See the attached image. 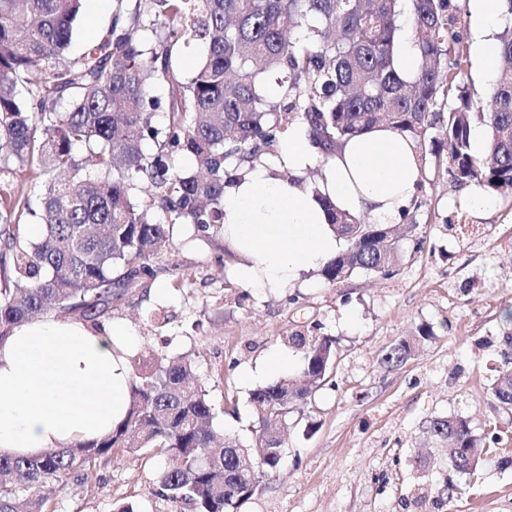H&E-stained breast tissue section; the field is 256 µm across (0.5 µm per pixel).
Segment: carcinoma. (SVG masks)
<instances>
[{
    "instance_id": "carcinoma-1",
    "label": "carcinoma",
    "mask_w": 512,
    "mask_h": 512,
    "mask_svg": "<svg viewBox=\"0 0 512 512\" xmlns=\"http://www.w3.org/2000/svg\"><path fill=\"white\" fill-rule=\"evenodd\" d=\"M82 2L0 0V179L28 174L20 186L0 188V338L52 313L99 328L127 289L161 269L174 271V289L184 287L190 273L168 265L182 226L192 225L190 242L218 241L226 182L276 156L296 125L326 161L378 124L418 143L438 128L434 169L456 185L512 195V0H496L503 65L477 102L462 86L461 0H113L111 25L72 58ZM406 17L420 58L411 80L395 65ZM191 46L201 57L186 77L178 57ZM273 73L286 79L270 94L260 76ZM156 84L165 97L151 94ZM62 100L65 112L57 110ZM476 120L491 131L481 158L470 150ZM185 154L193 173L174 164ZM320 200L347 242L321 268L329 284L356 270L396 275L403 238L422 249L419 224L407 214L400 235L388 238L389 226ZM32 221L43 225L35 240L20 233ZM282 340L301 351L304 383L281 378L252 390L251 443L214 426L209 391L188 357L137 354L127 414L111 433L35 457L0 453V512H48L39 489L83 483L99 458L120 451L160 458L158 495L192 512H239L262 477L283 467L284 444L269 433H285L290 414L330 380L336 362L330 336L294 331ZM411 352L401 342L382 360L402 365ZM493 396L512 407V369L499 374ZM427 429L453 441L456 470L476 469L466 419L438 416ZM223 440L234 452H223Z\"/></svg>"
}]
</instances>
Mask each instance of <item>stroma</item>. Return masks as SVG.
<instances>
[{
  "label": "stroma",
  "instance_id": "35a3bbf8",
  "mask_svg": "<svg viewBox=\"0 0 512 512\" xmlns=\"http://www.w3.org/2000/svg\"><path fill=\"white\" fill-rule=\"evenodd\" d=\"M112 0H86L75 24L72 55L90 34L112 21ZM458 28L468 64L463 73L478 94L494 76L475 47V21L463 8ZM429 146L419 149L423 181L409 207L423 238L422 250L400 242L397 275L361 271L336 284L318 269L277 290L232 288L233 267L218 264L216 247L176 238L171 262L188 269L192 283L173 290L172 275L133 288L111 319L139 336V352L190 354L216 408L235 398L236 415L221 414L226 433L252 438V390L296 375L300 352L283 338L300 330L336 340L329 382L288 420L286 458L279 474L263 478L240 512H512V408L496 403L493 385L512 367V197L493 195L484 214L470 211L463 188L435 173ZM163 304L169 317L150 327L146 314ZM427 328L406 363H382L400 340ZM280 353L285 372L262 373ZM468 420L479 441L474 474L453 469L450 447L427 434L436 416ZM501 441L485 447L488 435ZM431 459L426 473L418 457ZM159 459L116 453L98 460L88 482L67 481L48 490L50 512H112L129 502L141 512H189L156 496Z\"/></svg>",
  "mask_w": 512,
  "mask_h": 512
}]
</instances>
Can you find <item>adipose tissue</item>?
I'll list each match as a JSON object with an SVG mask.
<instances>
[{
  "label": "adipose tissue",
  "mask_w": 512,
  "mask_h": 512,
  "mask_svg": "<svg viewBox=\"0 0 512 512\" xmlns=\"http://www.w3.org/2000/svg\"><path fill=\"white\" fill-rule=\"evenodd\" d=\"M320 154L305 127L283 139L278 164L289 180L255 166L224 189V244L249 287L282 288L341 250L321 199L378 224L398 223L422 179L411 137L377 125ZM322 164L318 190L299 178ZM139 339L120 323L92 329L68 318L21 322L0 339V453L31 457L109 434L127 411L129 358Z\"/></svg>",
  "instance_id": "1"
}]
</instances>
